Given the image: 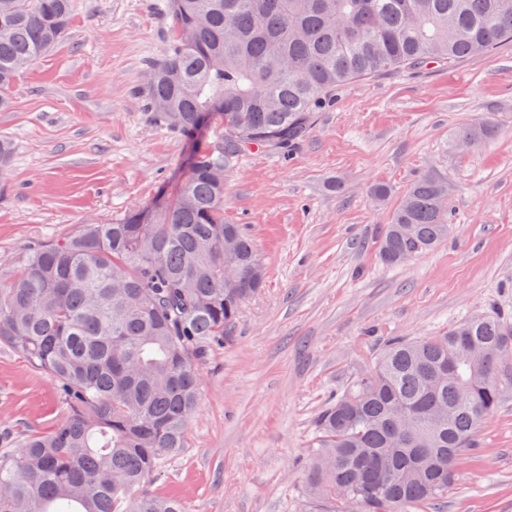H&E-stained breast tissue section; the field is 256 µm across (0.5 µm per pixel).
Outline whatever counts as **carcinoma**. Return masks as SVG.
I'll return each instance as SVG.
<instances>
[{"label": "carcinoma", "mask_w": 512, "mask_h": 512, "mask_svg": "<svg viewBox=\"0 0 512 512\" xmlns=\"http://www.w3.org/2000/svg\"><path fill=\"white\" fill-rule=\"evenodd\" d=\"M173 29L145 69L156 122L192 137L177 193L85 224L0 275V345L57 385L51 431L0 450V512H183L150 493L187 445L201 366L263 286L251 241L224 223V176L254 146L289 149L340 86L486 54L512 42V0H158ZM73 0H0V111L19 74L68 34ZM494 134L468 126L470 144ZM448 182L411 184L379 240L400 265L448 237ZM249 277L224 281V262ZM512 321L492 310L439 336L388 341L316 420L306 491L329 512H401L448 494L481 423L512 389Z\"/></svg>", "instance_id": "obj_1"}]
</instances>
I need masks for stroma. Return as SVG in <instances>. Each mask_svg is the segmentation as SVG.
Wrapping results in <instances>:
<instances>
[{
  "mask_svg": "<svg viewBox=\"0 0 512 512\" xmlns=\"http://www.w3.org/2000/svg\"><path fill=\"white\" fill-rule=\"evenodd\" d=\"M172 22L155 0H74L69 33L17 79L0 137V270L84 224H112L173 194L197 140L155 123L139 92ZM498 132L467 146V126ZM448 180L454 229L398 267L376 241L419 176ZM389 187L375 198L373 185ZM224 219L265 267L224 346L202 367L187 446L157 471L153 493L185 512H318L305 491L322 408L370 368L392 337L435 336L494 308L512 319V44L451 64L359 80L316 112L285 155L246 151L224 178ZM53 381L0 347V448L48 432ZM407 512H512V393L481 425L446 498Z\"/></svg>",
  "mask_w": 512,
  "mask_h": 512,
  "instance_id": "35a3bbf8",
  "label": "stroma"
}]
</instances>
